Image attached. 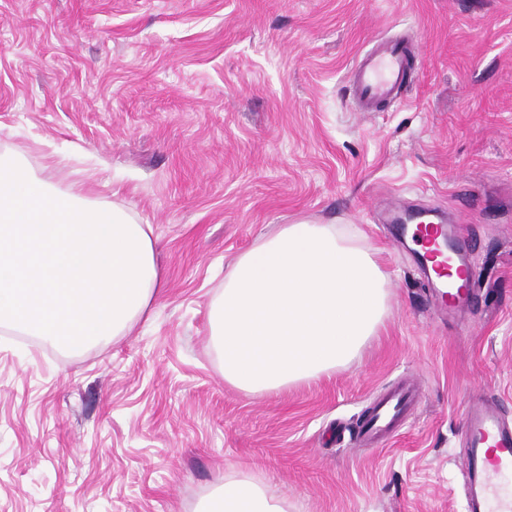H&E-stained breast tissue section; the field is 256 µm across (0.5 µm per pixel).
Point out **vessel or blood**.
<instances>
[{
	"label": "vessel or blood",
	"mask_w": 512,
	"mask_h": 512,
	"mask_svg": "<svg viewBox=\"0 0 512 512\" xmlns=\"http://www.w3.org/2000/svg\"><path fill=\"white\" fill-rule=\"evenodd\" d=\"M418 50L415 45L383 38L359 58L350 74L353 100L359 111L375 112L386 103L394 102L415 71ZM443 233L442 225L426 222L419 240L425 252L424 260L435 261L440 277H447L445 264L436 262L435 246ZM458 288L437 292L440 310L455 313L467 307L473 296L472 274L468 264H460ZM419 398L416 389L399 386L374 403L359 432L368 442L379 441L392 433L394 426L412 410ZM467 432L466 466L480 478V490L485 512H512V426L497 409L480 396L471 397L464 413Z\"/></svg>",
	"instance_id": "b4317fda"
}]
</instances>
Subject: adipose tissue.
<instances>
[{"label": "adipose tissue", "instance_id": "1", "mask_svg": "<svg viewBox=\"0 0 512 512\" xmlns=\"http://www.w3.org/2000/svg\"><path fill=\"white\" fill-rule=\"evenodd\" d=\"M162 286L152 227L121 203L54 189L0 153V326L79 352L120 338ZM388 279L358 234L300 220L259 235L210 304L224 383L251 396L347 367L389 311ZM200 512H288L255 476L226 475Z\"/></svg>", "mask_w": 512, "mask_h": 512}]
</instances>
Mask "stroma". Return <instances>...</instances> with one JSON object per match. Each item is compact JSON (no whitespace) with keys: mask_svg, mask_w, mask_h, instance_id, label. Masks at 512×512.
Wrapping results in <instances>:
<instances>
[{"mask_svg":"<svg viewBox=\"0 0 512 512\" xmlns=\"http://www.w3.org/2000/svg\"><path fill=\"white\" fill-rule=\"evenodd\" d=\"M406 35L401 99L347 75ZM152 225L163 286L126 336L73 353L0 328V512H196L234 470L289 512H467L464 407L512 424V0H0V153ZM430 208L474 267L437 311L408 221ZM353 224L391 294L336 373L264 397L209 340L224 267L299 219ZM417 411L356 446L398 383ZM457 276L462 280V284L456 290L439 291L436 294L437 307L441 311H447L448 315L467 307L473 296L471 270L463 260L457 269Z\"/></svg>","mask_w":512,"mask_h":512,"instance_id":"35a3bbf8","label":"stroma"}]
</instances>
